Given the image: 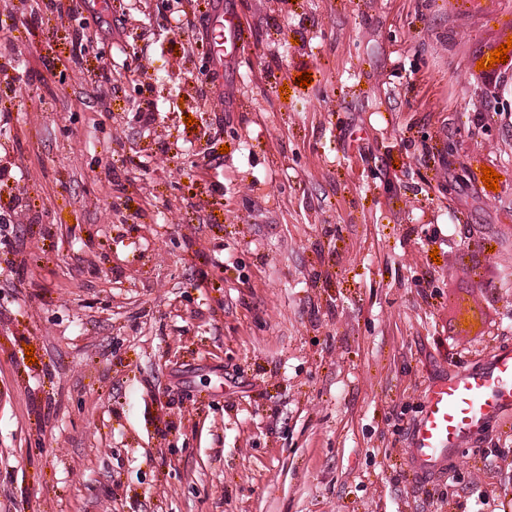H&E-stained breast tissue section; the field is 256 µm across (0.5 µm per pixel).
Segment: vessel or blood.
<instances>
[{
    "label": "vessel or blood",
    "mask_w": 512,
    "mask_h": 512,
    "mask_svg": "<svg viewBox=\"0 0 512 512\" xmlns=\"http://www.w3.org/2000/svg\"><path fill=\"white\" fill-rule=\"evenodd\" d=\"M208 19L224 39L225 58H232L237 44L248 37L236 8L209 9ZM511 408V350L500 352L486 370L435 380L426 391L424 411L413 429L409 470L418 478L440 471L449 455L486 420Z\"/></svg>",
    "instance_id": "obj_1"
}]
</instances>
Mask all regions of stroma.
I'll return each instance as SVG.
<instances>
[{"label": "stroma", "mask_w": 512, "mask_h": 512, "mask_svg": "<svg viewBox=\"0 0 512 512\" xmlns=\"http://www.w3.org/2000/svg\"><path fill=\"white\" fill-rule=\"evenodd\" d=\"M38 3L0 0V512H512V411L406 465L429 382L512 347V77L475 61L512 0H235L218 76L195 0ZM208 7L210 29L220 30V36L223 35L222 40L224 39V58L230 59L237 44L248 38V33L239 24L236 8L213 9L211 5Z\"/></svg>", "instance_id": "35a3bbf8"}]
</instances>
